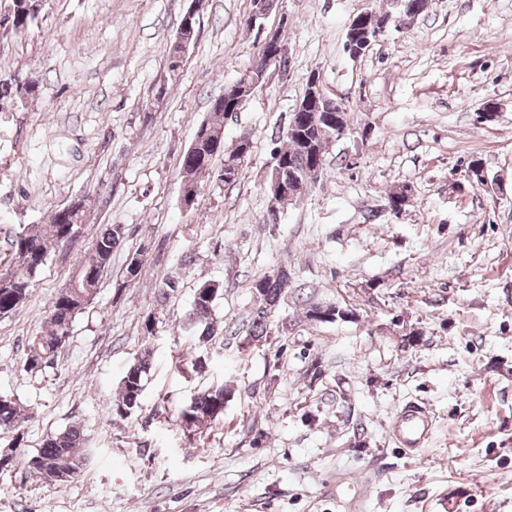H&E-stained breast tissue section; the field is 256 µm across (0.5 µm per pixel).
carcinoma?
<instances>
[{"label":"carcinoma","instance_id":"cac0c4a2","mask_svg":"<svg viewBox=\"0 0 512 512\" xmlns=\"http://www.w3.org/2000/svg\"><path fill=\"white\" fill-rule=\"evenodd\" d=\"M11 13L6 17L7 25L0 27V38L17 36L25 32L41 12L36 0H8ZM178 30L183 38L195 40L198 31V17L183 13ZM39 81L28 79L27 85H18L13 78L0 76V112L8 110L17 101L33 95ZM325 115L339 119L343 123L351 120L348 106L330 96H325ZM231 112L224 107V97L218 96L211 101L209 118L197 128L194 139L195 147L187 150L181 160V184L196 193L201 190L198 177L202 174L216 173L224 186H234L243 177L245 167L252 152L251 139L243 136L231 151L224 150V119ZM288 123L295 124L293 132L286 136V143L274 151L285 159L279 166L284 180L290 189L302 194L310 182L320 177L325 165L326 147L336 139V127L328 124L318 129V114L313 112H293ZM222 160V165L215 166V161ZM236 165V176L224 180V164ZM87 210L74 203L69 207L55 210L46 224L25 227L9 240L12 266L0 270V315L8 314L26 302L29 297L30 279L35 277L45 265L52 249L62 243L73 240L72 228L84 224ZM125 233L119 226H107L96 237L92 251H83L75 258L69 270L67 280H76L79 284L86 282L98 287L102 271L111 264L112 254L123 242ZM254 289L260 298L258 308L252 312L249 322L251 333L248 344H264L271 336L269 314L273 307L288 291V270L281 269L275 274L262 276L255 282ZM222 290L216 281H207L195 291L191 321L200 327L197 343L204 344L217 335L219 327L212 317L213 302ZM79 310L69 306V302L53 295L48 303L47 329L31 338L25 353L27 370H40L52 364L57 354L70 335L72 324ZM150 364V352L145 349L128 367L121 381V397L116 412L122 417H129L140 408L143 392V374ZM228 390L222 385H213L196 395L184 407L180 408L178 419L187 428L217 421L224 416ZM21 409L17 400L8 396L0 397V435H12L13 449L0 451V469L8 466L13 458V450L19 448L23 440ZM90 450L85 448L79 428L73 426L48 438L35 457L39 463L29 466L31 472L43 476L46 467H54L69 474L78 475L89 460Z\"/></svg>","mask_w":512,"mask_h":512}]
</instances>
